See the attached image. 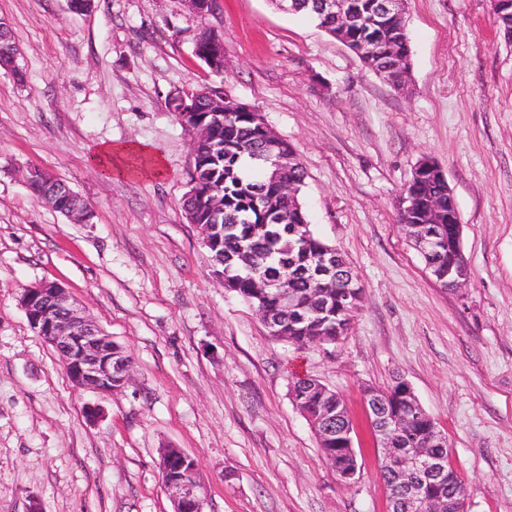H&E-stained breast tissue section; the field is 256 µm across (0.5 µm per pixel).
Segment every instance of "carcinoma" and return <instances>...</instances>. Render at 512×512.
Masks as SVG:
<instances>
[{"instance_id": "cac0c4a2", "label": "carcinoma", "mask_w": 512, "mask_h": 512, "mask_svg": "<svg viewBox=\"0 0 512 512\" xmlns=\"http://www.w3.org/2000/svg\"><path fill=\"white\" fill-rule=\"evenodd\" d=\"M294 11L304 13L319 26H330L329 16L320 12L316 0H295ZM499 31L512 40V7L495 12ZM358 27L347 39L353 44L367 33ZM379 54L362 59L373 73L386 68L394 47L408 37L400 19L371 27ZM226 94L211 88V95L198 100L200 117L212 129L209 143L193 147L197 153L191 181L196 194H185L183 211L196 212L208 224V250L218 273L224 274V289L250 305L261 306L281 316V333L276 338L299 347L333 344L336 328L342 327L336 296L356 280L353 269L335 247L324 242L311 228L308 217L295 212L281 223L278 214L287 207L284 186L303 187L305 171L301 163L278 169L269 157L288 151V141L273 142L252 112L237 109L218 112L214 99ZM402 196L416 201L410 212L398 213V223L417 224L423 213L435 209V223L428 232L448 239V182L428 172L406 185ZM293 295L295 306L288 310L280 303V292ZM400 380L378 389L377 399L389 416L401 421V431L389 434L387 445L396 458L421 447L430 436L427 420L416 419L397 399ZM293 403L314 429L324 456H345L343 428L350 418L338 393L311 377L292 381Z\"/></svg>"}]
</instances>
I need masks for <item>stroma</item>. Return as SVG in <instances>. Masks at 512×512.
I'll return each mask as SVG.
<instances>
[{"label": "stroma", "instance_id": "1", "mask_svg": "<svg viewBox=\"0 0 512 512\" xmlns=\"http://www.w3.org/2000/svg\"><path fill=\"white\" fill-rule=\"evenodd\" d=\"M410 75L394 88L307 16L271 0H0L20 53L0 68V512H173L160 451L194 458L206 512H387L365 388L406 380L448 440L468 512H512V41L490 0H407ZM224 43L217 75L194 54ZM224 86L297 150L315 233L362 289L338 343L272 337L226 292L182 203L192 140L170 98ZM133 146L124 175L92 155ZM453 191L470 269L444 289L399 226L423 158ZM32 167L94 211L74 224ZM68 288L132 359L131 380L75 388L23 291ZM344 399L361 469L342 485L293 404V376ZM99 409L89 418L87 407Z\"/></svg>", "mask_w": 512, "mask_h": 512}]
</instances>
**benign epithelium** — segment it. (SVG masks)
<instances>
[{
    "label": "benign epithelium",
    "mask_w": 512,
    "mask_h": 512,
    "mask_svg": "<svg viewBox=\"0 0 512 512\" xmlns=\"http://www.w3.org/2000/svg\"><path fill=\"white\" fill-rule=\"evenodd\" d=\"M350 0H321L324 13L336 17V24L347 31L355 22L349 11ZM204 40L205 61L212 72L221 74L226 68L224 44L212 33H201ZM179 121L195 143H205L208 127L197 118L196 96L188 94L178 99ZM52 208L62 211L75 224H87L91 220L89 204L71 188L64 195L40 194ZM426 223L403 224L401 228L416 242L420 251L431 257L442 252L434 236L425 230ZM469 272L456 264L448 266V287L458 289L466 283ZM28 320L42 338L59 354L71 382L78 388L99 393H112L122 389L129 381L130 366L115 362L112 337L76 306L66 288L44 282L24 290L20 298ZM187 457L178 448H166L160 454V471L167 476L164 486L172 503L173 512H205L207 504L202 482L190 472L168 475L169 462L176 455ZM399 483L405 488L401 501L389 498V509L399 507L405 512H467L466 483L461 481L448 498L438 496L427 501L418 485L410 481L413 473L426 475L437 482H444L448 472L446 459L436 455L431 448H416L413 454L393 462Z\"/></svg>",
    "instance_id": "benign-epithelium-1"
}]
</instances>
